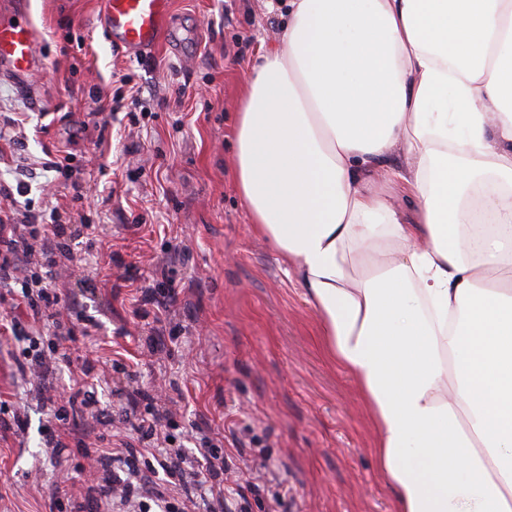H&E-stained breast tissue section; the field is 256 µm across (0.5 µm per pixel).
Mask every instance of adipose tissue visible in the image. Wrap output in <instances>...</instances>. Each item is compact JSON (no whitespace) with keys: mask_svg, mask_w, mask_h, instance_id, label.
<instances>
[{"mask_svg":"<svg viewBox=\"0 0 512 512\" xmlns=\"http://www.w3.org/2000/svg\"><path fill=\"white\" fill-rule=\"evenodd\" d=\"M287 12L236 117L250 220L360 388L395 512H512V0ZM477 188L498 230L466 224Z\"/></svg>","mask_w":512,"mask_h":512,"instance_id":"ef3b65f1","label":"adipose tissue"}]
</instances>
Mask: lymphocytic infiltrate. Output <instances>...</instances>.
I'll use <instances>...</instances> for the list:
<instances>
[{
	"mask_svg": "<svg viewBox=\"0 0 512 512\" xmlns=\"http://www.w3.org/2000/svg\"><path fill=\"white\" fill-rule=\"evenodd\" d=\"M94 233V225L63 224L54 212L47 216L29 215L21 224L0 223V284L11 285L20 304L29 307L53 326L49 339L29 337L27 347L20 353L23 366L38 378L45 379L53 373L56 368L55 353L69 337L62 324L63 313L68 310L69 304L54 281L59 241L67 236L82 237ZM22 256L27 257L30 264L28 274L23 276L18 275L16 267ZM134 429L155 439L158 452L153 457L142 459L141 466L134 470V479H125L116 473L111 480L98 484L96 498L111 499L114 487L118 486L122 489L124 500L136 503L138 512H151L156 503L163 504L165 512H177L166 488L150 484L148 480L155 468L160 467L171 473L179 468L178 459L164 449L168 436L162 424L156 419L144 418L135 424Z\"/></svg>",
	"mask_w": 512,
	"mask_h": 512,
	"instance_id": "obj_1",
	"label": "lymphocytic infiltrate"
}]
</instances>
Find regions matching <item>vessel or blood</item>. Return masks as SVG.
<instances>
[{
  "label": "vessel or blood",
  "instance_id": "vessel-or-blood-1",
  "mask_svg": "<svg viewBox=\"0 0 512 512\" xmlns=\"http://www.w3.org/2000/svg\"><path fill=\"white\" fill-rule=\"evenodd\" d=\"M168 0H102L97 28L104 41L145 59L167 35ZM0 66L26 77L44 67L38 34L20 11L0 13Z\"/></svg>",
  "mask_w": 512,
  "mask_h": 512
}]
</instances>
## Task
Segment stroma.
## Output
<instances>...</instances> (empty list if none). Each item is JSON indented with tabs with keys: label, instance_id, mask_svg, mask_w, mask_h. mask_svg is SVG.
I'll return each instance as SVG.
<instances>
[{
	"label": "stroma",
	"instance_id": "obj_1",
	"mask_svg": "<svg viewBox=\"0 0 512 512\" xmlns=\"http://www.w3.org/2000/svg\"><path fill=\"white\" fill-rule=\"evenodd\" d=\"M99 2L0 0L28 14L45 58L28 81L0 76V115L25 117L0 130V210L97 227L58 255L75 334L49 379L18 369L33 319L0 288V512H93L87 487L112 476L102 452L140 446L129 420L167 408L173 447L197 452V427L223 433L224 512H395L357 385L235 187L234 114L284 0H171L182 52L144 61L98 39ZM115 95L132 109L108 121L100 104ZM57 150L72 157L59 183L44 168ZM76 185L112 200L75 209ZM87 361L94 438L86 414L57 420L49 400ZM140 391L155 400L131 409Z\"/></svg>",
	"mask_w": 512,
	"mask_h": 512
}]
</instances>
